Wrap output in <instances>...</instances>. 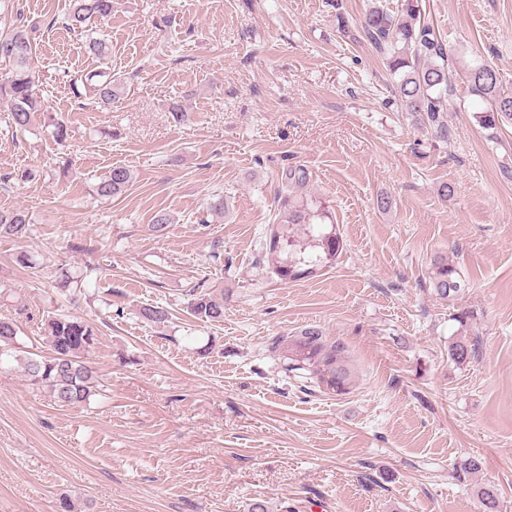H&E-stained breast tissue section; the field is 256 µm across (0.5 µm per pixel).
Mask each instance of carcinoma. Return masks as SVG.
<instances>
[{
	"label": "carcinoma",
	"instance_id": "carcinoma-1",
	"mask_svg": "<svg viewBox=\"0 0 512 512\" xmlns=\"http://www.w3.org/2000/svg\"><path fill=\"white\" fill-rule=\"evenodd\" d=\"M112 13V0H73L65 13L63 27L76 31L86 28L93 18H106ZM37 29L18 23L9 32L0 33V59L12 63L9 75L0 81V97L10 104L11 124L15 130L28 129L34 113L45 111L44 103L29 69ZM357 35L363 38L385 61L397 77L396 95L401 111L409 113L415 123L448 138L446 112L454 93L449 49L434 26L425 17L421 0H398L396 9L373 5L361 20ZM91 84L97 103L108 105L115 96L112 75ZM471 95L487 103L480 112L479 123L485 129H496L512 122V93L502 89L498 72L489 65L472 69L468 75ZM131 182L130 170L113 167L100 181L96 194L113 197L123 193ZM283 220L271 225L263 244V253L273 264L278 279L299 280L336 260L343 240L328 209L286 189L280 195ZM31 218L21 209L0 211V236L23 238L29 234ZM429 284L444 297H452L462 288L457 268L441 258L434 261ZM193 312L211 322L224 317V298L204 291L196 294ZM51 355L31 357L26 372L32 384L45 387L62 406L77 408L85 404L97 387L96 371L79 360L97 344L94 327L77 317L58 313L45 320ZM19 333L16 321L0 318V357L9 353ZM272 348L284 354L285 370L323 393L346 390L350 374L342 346L327 339L315 326L302 329L295 336H280ZM448 354L462 363L474 354L473 346L462 340L453 342ZM483 512H500L497 489L491 485L478 491Z\"/></svg>",
	"mask_w": 512,
	"mask_h": 512
}]
</instances>
